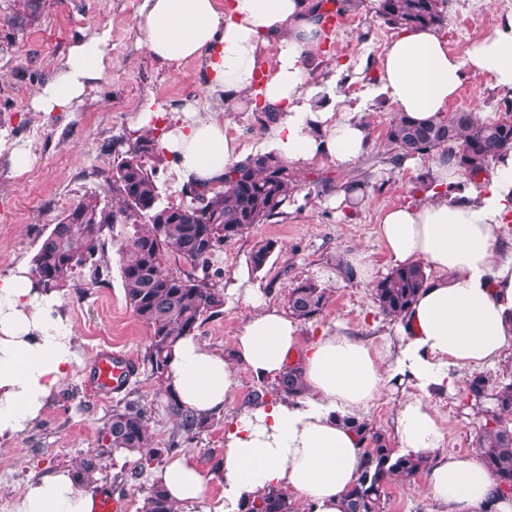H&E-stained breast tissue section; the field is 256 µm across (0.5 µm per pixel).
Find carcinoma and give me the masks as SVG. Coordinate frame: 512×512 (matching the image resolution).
Listing matches in <instances>:
<instances>
[{"label": "carcinoma", "instance_id": "carcinoma-1", "mask_svg": "<svg viewBox=\"0 0 512 512\" xmlns=\"http://www.w3.org/2000/svg\"><path fill=\"white\" fill-rule=\"evenodd\" d=\"M447 0H377L376 14L397 30L413 27H442ZM42 0H14L9 22L16 32L26 30L39 17ZM390 162L408 157L440 155L457 169L474 178L499 163L512 151V119L483 120L475 112L459 109L446 117L415 122L396 112L386 131ZM159 138L151 129L142 131L128 144L112 167L109 182L115 203L88 195L60 215L40 241L33 257V276L42 291L54 292L69 286L79 268L100 277L108 240L116 226L129 229L119 248L120 273L126 304L137 319L149 328L143 362L151 375L165 383L167 362L175 342L195 334L204 318L221 313L224 289L217 287L210 272L211 258L226 241L243 235L255 224L283 214L282 208L301 190L288 166L267 155H250L224 172L222 187L191 185L185 189L190 202L164 205L156 184V174L165 162ZM273 245L265 242L251 252L254 270L263 269ZM173 249L191 265L186 274L163 270L165 252ZM427 280L420 264L391 269L373 287V300L380 313L401 319L416 300ZM328 301L326 289L305 280L288 294V309L294 318L307 321L319 315ZM305 389L300 367L288 371L272 383V390L297 396ZM164 407L179 421L186 435L199 434L213 426L209 417L195 415L182 407L166 387H161ZM468 396L483 410L476 432L475 447L481 461L498 482V492L512 496V383L493 386L489 379L474 375L467 384ZM350 429L365 452L358 477L345 494L344 512H385L388 486L396 479L412 480L427 470L426 461L400 456L386 435L368 422L351 417ZM145 412L136 403L126 402L112 409L99 432L94 452L85 455L79 470L90 490L94 475L109 454L136 459L139 470L154 462L155 451L147 447ZM140 512H176L167 489L158 482L146 487ZM240 512H298L290 495L278 490L258 493Z\"/></svg>", "mask_w": 512, "mask_h": 512}]
</instances>
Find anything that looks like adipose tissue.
<instances>
[{
    "label": "adipose tissue",
    "mask_w": 512,
    "mask_h": 512,
    "mask_svg": "<svg viewBox=\"0 0 512 512\" xmlns=\"http://www.w3.org/2000/svg\"><path fill=\"white\" fill-rule=\"evenodd\" d=\"M314 0H140L141 43L169 66L199 64L207 113L186 103L165 129L159 147L182 183L218 182L245 151L224 128V114L241 107L276 113L259 144L297 166L325 157L352 165L368 131L354 118H335L321 104L326 85L311 84L308 63L327 32ZM108 29L81 32L56 73L32 96L33 111L70 112L107 74ZM277 45L274 62L265 51ZM490 75L512 90V19L466 48L449 52L433 28L401 31L381 58L382 90L397 111L424 122L444 116L466 77ZM512 215V152L489 182L455 202L434 194L387 210L376 236L392 266L422 264L424 288L399 320L400 343L378 355L362 339L321 331L302 340L299 322L269 306L261 289L236 278L252 313L231 356L197 337L179 340L166 385L197 415L210 417L238 385V368L275 380L298 358L305 390L252 403L228 419L218 476L225 505L281 490L303 495L313 512H342L364 448L346 425L383 390L407 383L418 395L400 407L394 432L403 454L429 463L426 488L437 512H512L478 452L449 453L429 402L431 394L464 385L462 370L493 363L512 342V258H499L505 217ZM77 355L50 295L41 293L27 265L0 277V442L28 430L51 394L71 374ZM179 512H223L205 505L208 478L183 455L156 471ZM93 498L74 471L31 483L17 512H92Z\"/></svg>",
    "instance_id": "ef3b65f1"
}]
</instances>
